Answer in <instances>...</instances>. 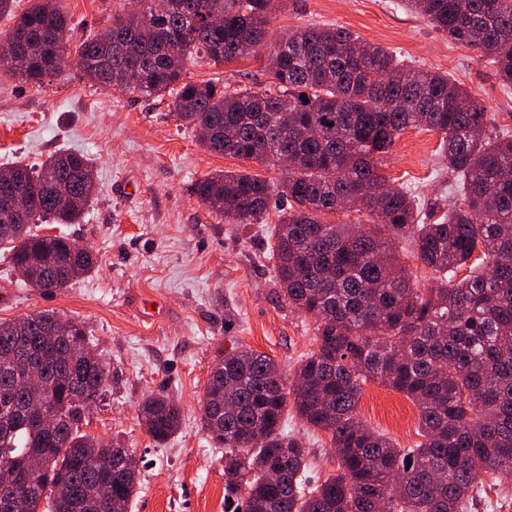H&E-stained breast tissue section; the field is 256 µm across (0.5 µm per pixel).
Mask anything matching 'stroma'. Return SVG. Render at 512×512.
<instances>
[{
  "label": "stroma",
  "mask_w": 512,
  "mask_h": 512,
  "mask_svg": "<svg viewBox=\"0 0 512 512\" xmlns=\"http://www.w3.org/2000/svg\"><path fill=\"white\" fill-rule=\"evenodd\" d=\"M127 2L59 0L72 22L69 43L108 28ZM315 25L347 28L412 66L448 74L485 107L490 133L512 134V87L400 0H288L273 22L279 31ZM185 77L235 87L271 82L252 57L220 66L198 58ZM439 139L408 128L379 165L391 183L418 195L426 224L447 211L456 183ZM59 150L90 156L97 194L82 223L38 231L87 245L97 264L70 288L48 294L22 285L0 256V321L49 309L85 325L110 376L86 431L120 441L137 458L139 492L129 512H227L224 451L202 431L199 416L209 373L237 347L265 353L293 375L316 347V324L289 307L276 282L270 246L283 201L270 205L263 223L244 226L213 214L194 187L219 170L246 169L271 182L282 170L209 151L167 101L95 85L73 54L39 85L0 67V168H34ZM159 391L183 414L179 431L162 444L137 418L142 399ZM358 416L399 447L419 440L415 404L378 382L365 384ZM285 425L305 439L312 480L337 469L329 433L293 412Z\"/></svg>",
  "instance_id": "obj_1"
}]
</instances>
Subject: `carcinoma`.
Wrapping results in <instances>:
<instances>
[{"label":"carcinoma","mask_w":512,"mask_h":512,"mask_svg":"<svg viewBox=\"0 0 512 512\" xmlns=\"http://www.w3.org/2000/svg\"><path fill=\"white\" fill-rule=\"evenodd\" d=\"M58 0H37L9 34L3 57L24 82L41 84L64 58L70 20ZM287 0H171L143 20L121 12L75 45L94 84L168 95L188 128L222 155L292 167L270 183L248 171H220L195 194L235 224H258L271 199L288 200L271 252L288 305L314 319L316 349L286 385L277 362L234 348L210 372L200 420L224 449V498L243 512H469L484 474L512 478V136L485 131L487 112L448 74L416 69L343 27H306L271 42ZM453 42L492 60L512 85V0H401ZM265 64L263 90L186 82L194 57L223 65L246 54ZM410 127L441 135L440 154L460 198L433 224L420 203L378 171ZM96 195L85 154L57 152L39 169H0V248L22 282L47 293L96 265L93 253L34 225L78 224ZM363 199L366 224H329L347 199ZM407 239L440 274L417 288L396 251ZM465 275H460V272ZM25 344L42 360L40 387L23 364L0 360V467L19 482L0 489L11 512H127L134 471L112 464L125 448L83 432L108 380L85 326L54 311L0 322V349ZM406 394L419 411L422 441L400 448L358 418L363 384ZM331 434L336 473L308 479V449L286 431L288 406ZM54 416L52 431L41 428ZM138 418L158 443L181 426L168 396L144 398Z\"/></svg>","instance_id":"carcinoma-1"}]
</instances>
